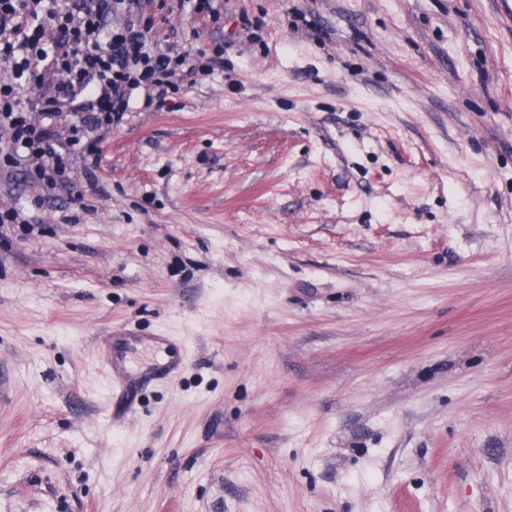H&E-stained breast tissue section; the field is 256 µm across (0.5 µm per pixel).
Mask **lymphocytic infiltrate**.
<instances>
[{"instance_id": "f902f5d3", "label": "lymphocytic infiltrate", "mask_w": 512, "mask_h": 512, "mask_svg": "<svg viewBox=\"0 0 512 512\" xmlns=\"http://www.w3.org/2000/svg\"><path fill=\"white\" fill-rule=\"evenodd\" d=\"M155 0H0V167L17 169L49 189L93 179L101 144L122 125L133 92L146 109L209 81L224 51L194 54L158 44ZM77 117L66 141L57 123ZM83 161L73 173L69 158Z\"/></svg>"}]
</instances>
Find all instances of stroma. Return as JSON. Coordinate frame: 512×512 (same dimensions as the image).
Instances as JSON below:
<instances>
[{
  "mask_svg": "<svg viewBox=\"0 0 512 512\" xmlns=\"http://www.w3.org/2000/svg\"><path fill=\"white\" fill-rule=\"evenodd\" d=\"M221 36L76 194L0 170L36 219L0 230V512H512V0L158 29ZM119 326L182 338L181 376L131 354L112 400ZM112 331L99 340V360L112 377V399L123 398L126 393V367L120 362L121 354L114 343Z\"/></svg>",
  "mask_w": 512,
  "mask_h": 512,
  "instance_id": "obj_1",
  "label": "stroma"
}]
</instances>
